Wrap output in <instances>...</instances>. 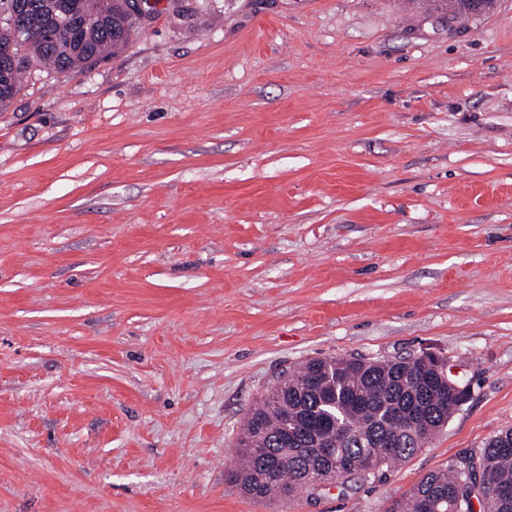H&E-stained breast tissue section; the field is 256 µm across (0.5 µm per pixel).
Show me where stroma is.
Listing matches in <instances>:
<instances>
[{"label": "stroma", "instance_id": "stroma-1", "mask_svg": "<svg viewBox=\"0 0 512 512\" xmlns=\"http://www.w3.org/2000/svg\"><path fill=\"white\" fill-rule=\"evenodd\" d=\"M0 112V512H386L512 429V0H157ZM468 402L382 481L226 480L313 357Z\"/></svg>", "mask_w": 512, "mask_h": 512}]
</instances>
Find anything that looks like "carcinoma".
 <instances>
[{
	"label": "carcinoma",
	"mask_w": 512,
	"mask_h": 512,
	"mask_svg": "<svg viewBox=\"0 0 512 512\" xmlns=\"http://www.w3.org/2000/svg\"><path fill=\"white\" fill-rule=\"evenodd\" d=\"M49 19L62 0H29ZM78 12L94 22L81 38L54 27L48 42L34 31L17 37L9 20L11 0H0V44H11L18 67L11 83L0 84V110L19 93L21 75L38 67L67 73L97 63L124 45L135 32L128 0H75ZM448 19L472 13L458 0H434ZM417 359L368 360L355 356L314 358L288 380L262 395L237 439L238 462L229 481L260 501L320 495L341 478L380 481L395 465L425 448L456 412L455 385ZM508 492L486 500V485ZM458 504L453 512H512V430L490 439L442 470L426 474L387 512H434Z\"/></svg>",
	"instance_id": "carcinoma-1"
}]
</instances>
